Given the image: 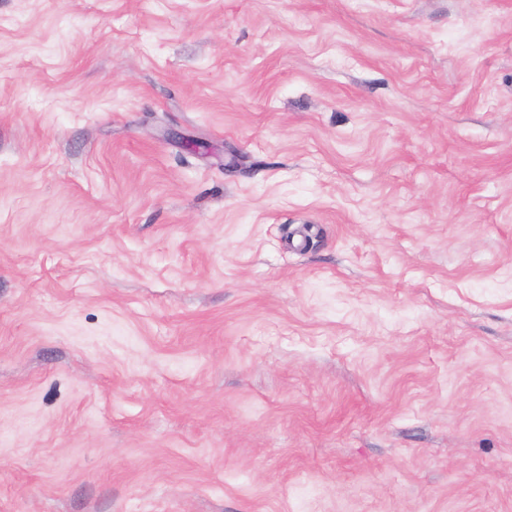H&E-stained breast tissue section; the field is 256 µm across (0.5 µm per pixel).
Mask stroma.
Masks as SVG:
<instances>
[{
  "instance_id": "1",
  "label": "stroma",
  "mask_w": 512,
  "mask_h": 512,
  "mask_svg": "<svg viewBox=\"0 0 512 512\" xmlns=\"http://www.w3.org/2000/svg\"><path fill=\"white\" fill-rule=\"evenodd\" d=\"M0 512H512V0H0Z\"/></svg>"
}]
</instances>
